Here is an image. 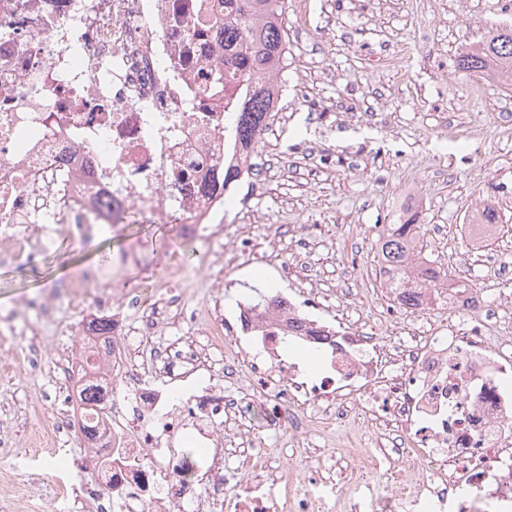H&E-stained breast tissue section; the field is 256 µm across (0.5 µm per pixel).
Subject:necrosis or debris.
<instances>
[{
	"label": "necrosis or debris",
	"instance_id": "4bbe7bcc",
	"mask_svg": "<svg viewBox=\"0 0 512 512\" xmlns=\"http://www.w3.org/2000/svg\"><path fill=\"white\" fill-rule=\"evenodd\" d=\"M223 59L224 0H0V263L59 232L89 244L132 208L180 213L188 239L223 235L218 162L233 156L248 197L258 150L232 149L224 132ZM131 264L139 278L121 276ZM154 270L153 256L125 253L64 290L82 319L62 427L113 512H512V337L475 289H419L418 310L447 296L460 319L404 331L390 356L279 294L219 318L187 302L179 271L157 283ZM177 322L197 346L150 350ZM286 345L322 353L325 371L307 379ZM360 410L397 427L403 477L390 486L355 444L346 494L263 452L240 467L248 431L332 444Z\"/></svg>",
	"mask_w": 512,
	"mask_h": 512
}]
</instances>
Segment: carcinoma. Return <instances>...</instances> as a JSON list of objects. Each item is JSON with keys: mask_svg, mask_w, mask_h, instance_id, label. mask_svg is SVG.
<instances>
[{"mask_svg": "<svg viewBox=\"0 0 512 512\" xmlns=\"http://www.w3.org/2000/svg\"><path fill=\"white\" fill-rule=\"evenodd\" d=\"M224 10L234 17L224 26V65L231 71L218 79L232 80L238 87L232 132L245 145L260 140L272 109L273 78L286 67L282 0H224ZM455 66L512 87V26L491 28L479 48L458 54ZM378 255L389 287L397 289L407 303L416 300L415 289L422 284L435 286L446 280L450 288L465 287L448 279L447 272L427 258L419 224L387 225L378 239Z\"/></svg>", "mask_w": 512, "mask_h": 512, "instance_id": "obj_1", "label": "carcinoma"}]
</instances>
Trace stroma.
Segmentation results:
<instances>
[{"label": "stroma", "instance_id": "stroma-1", "mask_svg": "<svg viewBox=\"0 0 512 512\" xmlns=\"http://www.w3.org/2000/svg\"><path fill=\"white\" fill-rule=\"evenodd\" d=\"M506 0H284L288 83L284 123L258 150L257 194L225 196L224 221L249 210L253 254L224 272L205 267L229 239L204 238L193 253L177 246L173 225L142 213L78 247L66 234L34 262L0 263V342L20 350L0 366V497L14 474L44 512H97L86 497L93 476L84 450L58 433L57 453L43 441L60 417L62 364L79 317L67 302L51 313L28 302L95 266L107 252L161 246L191 275L186 297L232 316L260 293L298 296L307 282L324 288L320 316L375 328L385 347L393 326L450 321L451 309L381 317L377 239L387 224L415 216L426 254L485 291L512 284V92L459 71L458 54L477 45L491 23H512ZM501 223L484 251L464 255L459 224L483 202ZM257 447L283 463L319 458L324 477L348 491L355 479L347 449L317 439H273Z\"/></svg>", "mask_w": 512, "mask_h": 512}]
</instances>
